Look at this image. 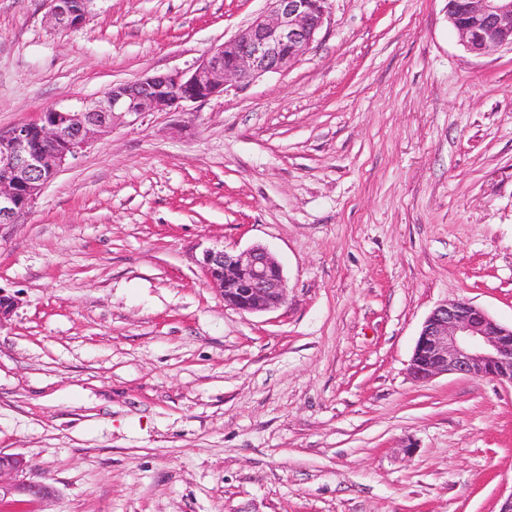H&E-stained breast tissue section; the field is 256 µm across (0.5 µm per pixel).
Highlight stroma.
I'll list each match as a JSON object with an SVG mask.
<instances>
[{"mask_svg":"<svg viewBox=\"0 0 512 512\" xmlns=\"http://www.w3.org/2000/svg\"><path fill=\"white\" fill-rule=\"evenodd\" d=\"M448 0H329L288 70L99 133L0 227V448L47 499L0 512H499L512 387L410 375L465 299L512 325V50ZM267 0H0V130L192 68ZM260 245L287 300L196 263ZM47 15L60 30L79 28L86 21L92 0H46ZM197 264L219 290L224 304L240 312L278 309L287 299V283L279 263L261 246L236 254L224 247L203 250Z\"/></svg>","mask_w":512,"mask_h":512,"instance_id":"stroma-1","label":"stroma"}]
</instances>
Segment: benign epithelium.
I'll return each instance as SVG.
<instances>
[{
	"label": "benign epithelium",
	"mask_w": 512,
	"mask_h": 512,
	"mask_svg": "<svg viewBox=\"0 0 512 512\" xmlns=\"http://www.w3.org/2000/svg\"><path fill=\"white\" fill-rule=\"evenodd\" d=\"M267 2L269 14L255 18L188 70L120 84L75 110L52 109L35 122L0 131V227L18 223L67 161L116 121L204 101L224 91L230 79L251 81L294 64L324 26L329 0ZM91 3L45 0L47 15L60 30L82 26ZM448 20L475 55L512 48V0H448ZM197 264L224 304L240 312L273 311L286 302L282 268L261 246L239 254L219 246L207 248ZM410 372L418 382L456 373L512 386V327L467 300L441 304L423 324ZM28 469L23 455L0 450V502L23 494H49V487L24 480Z\"/></svg>",
	"instance_id": "7a95c632"
}]
</instances>
